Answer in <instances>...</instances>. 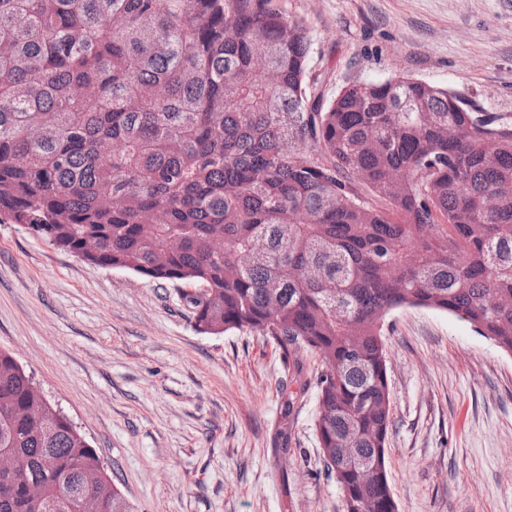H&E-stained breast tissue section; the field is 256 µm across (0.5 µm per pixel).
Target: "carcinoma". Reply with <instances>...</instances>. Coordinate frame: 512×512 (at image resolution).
Listing matches in <instances>:
<instances>
[{
	"label": "carcinoma",
	"mask_w": 512,
	"mask_h": 512,
	"mask_svg": "<svg viewBox=\"0 0 512 512\" xmlns=\"http://www.w3.org/2000/svg\"><path fill=\"white\" fill-rule=\"evenodd\" d=\"M308 54L276 0H0V224L194 285L201 333L267 336L299 373L311 353L344 512H397L387 316L447 312L512 354V114L404 75L325 102ZM0 452V512H77L103 468L3 351ZM90 492L131 512L106 472Z\"/></svg>",
	"instance_id": "carcinoma-1"
}]
</instances>
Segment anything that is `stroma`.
<instances>
[{"label":"stroma","instance_id":"obj_1","mask_svg":"<svg viewBox=\"0 0 512 512\" xmlns=\"http://www.w3.org/2000/svg\"><path fill=\"white\" fill-rule=\"evenodd\" d=\"M313 93L403 73L512 114V0H280ZM0 224V350L96 449L132 512H344L314 375L250 331L198 332L183 294ZM398 512H512V354L445 312L384 329ZM296 402L285 411L286 392Z\"/></svg>","mask_w":512,"mask_h":512}]
</instances>
